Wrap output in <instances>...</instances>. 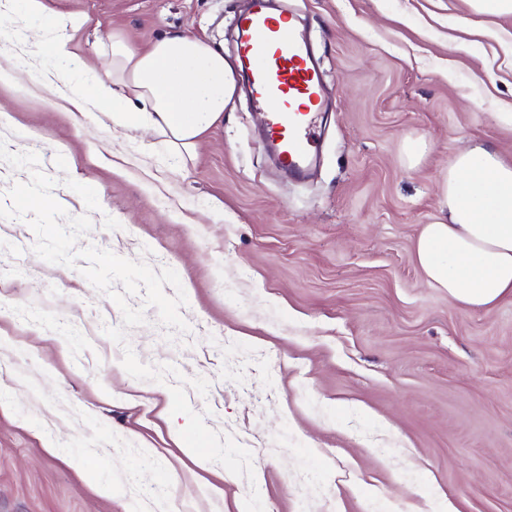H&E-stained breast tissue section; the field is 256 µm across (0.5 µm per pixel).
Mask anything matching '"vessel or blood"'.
I'll return each mask as SVG.
<instances>
[{"instance_id": "b4317fda", "label": "vessel or blood", "mask_w": 512, "mask_h": 512, "mask_svg": "<svg viewBox=\"0 0 512 512\" xmlns=\"http://www.w3.org/2000/svg\"><path fill=\"white\" fill-rule=\"evenodd\" d=\"M238 53L252 97L267 111L266 126L282 161L301 170L316 146L322 85L306 42L290 20L254 0L240 20Z\"/></svg>"}]
</instances>
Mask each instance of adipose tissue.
<instances>
[{"label":"adipose tissue","instance_id":"1","mask_svg":"<svg viewBox=\"0 0 512 512\" xmlns=\"http://www.w3.org/2000/svg\"><path fill=\"white\" fill-rule=\"evenodd\" d=\"M112 74L85 84L70 78V52L58 43L55 76L77 109L92 99L113 124L145 126L193 152L224 117L236 81L222 51L209 41L172 34L138 51L120 34L109 38ZM440 214L415 244L431 287L462 308L492 311L512 297V161L487 144L458 152L439 184Z\"/></svg>","mask_w":512,"mask_h":512}]
</instances>
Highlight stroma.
I'll return each instance as SVG.
<instances>
[{
    "mask_svg": "<svg viewBox=\"0 0 512 512\" xmlns=\"http://www.w3.org/2000/svg\"><path fill=\"white\" fill-rule=\"evenodd\" d=\"M304 24L329 106L310 174L266 152L263 111L237 92L183 162L164 136L60 98L53 48L108 73V36L147 50L207 38L237 64L240 0H45L0 22V140L36 151L76 246L169 267L188 332L146 322L126 344L119 307L80 269L0 218V512H512V298L467 310L430 287L415 242L439 214L460 149L512 159V16L467 0H278ZM85 17L79 29L55 19ZM44 29L31 53L24 38ZM145 364L206 378L187 398L252 454L253 478L200 459L168 387Z\"/></svg>",
    "mask_w": 512,
    "mask_h": 512,
    "instance_id": "obj_1",
    "label": "stroma"
}]
</instances>
